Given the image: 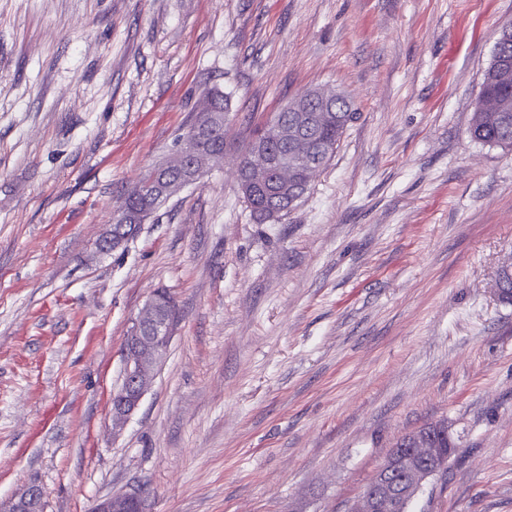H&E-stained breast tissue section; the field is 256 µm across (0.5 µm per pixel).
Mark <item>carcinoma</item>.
Masks as SVG:
<instances>
[{"label": "carcinoma", "instance_id": "cac0c4a2", "mask_svg": "<svg viewBox=\"0 0 512 512\" xmlns=\"http://www.w3.org/2000/svg\"><path fill=\"white\" fill-rule=\"evenodd\" d=\"M206 98L210 110L198 113L185 135L197 127H226L230 97L211 90ZM354 116L351 102L343 95L327 96L309 89L258 129L242 152L239 170V190L257 223H266L268 214L263 198L255 195L253 189V163H262L267 180L280 178L283 169L288 171V193L275 199L283 217L307 193L313 173L329 165ZM470 136L476 142L512 150V73L503 77L493 67L487 68L472 115ZM142 180L141 189L130 191L126 198L131 221L154 206L151 186L160 177L150 169Z\"/></svg>", "mask_w": 512, "mask_h": 512}]
</instances>
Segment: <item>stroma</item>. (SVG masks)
<instances>
[{"label": "stroma", "instance_id": "1", "mask_svg": "<svg viewBox=\"0 0 512 512\" xmlns=\"http://www.w3.org/2000/svg\"><path fill=\"white\" fill-rule=\"evenodd\" d=\"M512 0H0V498L46 512H348L444 421L410 512H512V152L469 127ZM222 162L115 251L98 238L205 91ZM309 89L357 115L276 223L237 162ZM179 319L112 429L150 293ZM45 491L38 485H31L6 500L0 499L1 512H44ZM138 505V512L143 511V500L139 492L124 493L106 498L95 508V512H132L129 507Z\"/></svg>", "mask_w": 512, "mask_h": 512}]
</instances>
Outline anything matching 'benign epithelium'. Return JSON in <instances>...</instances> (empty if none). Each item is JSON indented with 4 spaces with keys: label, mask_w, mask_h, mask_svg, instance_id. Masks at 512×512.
I'll return each instance as SVG.
<instances>
[{
    "label": "benign epithelium",
    "mask_w": 512,
    "mask_h": 512,
    "mask_svg": "<svg viewBox=\"0 0 512 512\" xmlns=\"http://www.w3.org/2000/svg\"><path fill=\"white\" fill-rule=\"evenodd\" d=\"M199 157L197 138L182 137L167 165H190L192 178L197 182L202 178L207 162L221 160L224 155L213 154L204 161ZM134 232L135 227L120 224L98 241V248L102 252L115 250ZM176 318L175 303L169 301L164 305L155 293L134 322L125 343L123 383L113 394L112 429L123 426L148 392L168 351ZM436 434L447 435L448 426L436 422L431 433H415L407 439L411 447H395L349 512H409L411 503L426 483L448 464V454L434 443ZM135 504L141 512V494L124 493L106 498L97 505L95 512H130L129 507ZM44 506L45 491L38 485H31L6 500L0 499V512H44Z\"/></svg>",
    "instance_id": "1"
}]
</instances>
